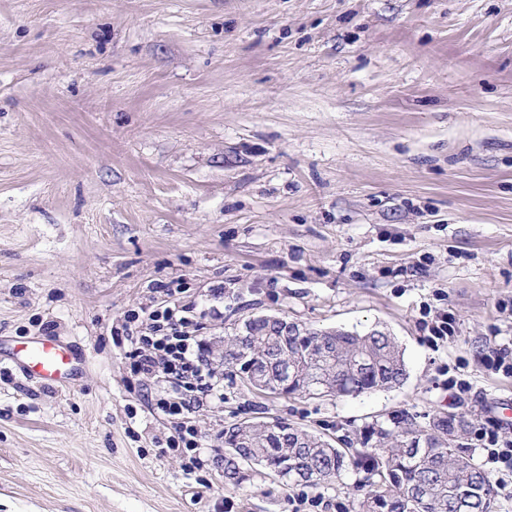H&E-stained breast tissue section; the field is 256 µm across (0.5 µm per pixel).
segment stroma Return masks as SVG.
Listing matches in <instances>:
<instances>
[{"mask_svg": "<svg viewBox=\"0 0 512 512\" xmlns=\"http://www.w3.org/2000/svg\"><path fill=\"white\" fill-rule=\"evenodd\" d=\"M190 304L215 352L252 317L395 336L408 378L271 395L219 370L186 470L131 371L128 314ZM454 318L430 344L424 310ZM85 361L61 389L15 347ZM512 0H0V512H292L217 440L282 420L335 441L407 412L512 439ZM367 472L317 488L358 512ZM18 366L29 378L44 385H64L77 371L81 355L57 336H41L28 341Z\"/></svg>", "mask_w": 512, "mask_h": 512, "instance_id": "1", "label": "stroma"}]
</instances>
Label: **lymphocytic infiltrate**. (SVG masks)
<instances>
[{"mask_svg":"<svg viewBox=\"0 0 512 512\" xmlns=\"http://www.w3.org/2000/svg\"><path fill=\"white\" fill-rule=\"evenodd\" d=\"M192 311V306L168 303L143 313L142 329L133 338L129 357L136 373L162 385L164 396L152 409L178 420V441L193 453L200 443L189 417L217 399L218 383L203 340L187 331L193 322Z\"/></svg>","mask_w":512,"mask_h":512,"instance_id":"obj_1","label":"lymphocytic infiltrate"}]
</instances>
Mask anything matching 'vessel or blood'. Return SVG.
<instances>
[{
  "mask_svg": "<svg viewBox=\"0 0 512 512\" xmlns=\"http://www.w3.org/2000/svg\"><path fill=\"white\" fill-rule=\"evenodd\" d=\"M81 356L58 337L46 335L28 341L18 366L29 378L44 385H64L77 371Z\"/></svg>",
  "mask_w": 512,
  "mask_h": 512,
  "instance_id": "obj_1",
  "label": "vessel or blood"
}]
</instances>
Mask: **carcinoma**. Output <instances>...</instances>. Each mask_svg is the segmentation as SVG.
<instances>
[{"label":"carcinoma","mask_w":512,"mask_h":512,"mask_svg":"<svg viewBox=\"0 0 512 512\" xmlns=\"http://www.w3.org/2000/svg\"><path fill=\"white\" fill-rule=\"evenodd\" d=\"M288 358V374L268 366L264 356ZM224 365L249 375L266 372L274 395L307 396L326 390L335 397H357L401 385L407 376L403 351L382 329L364 334L343 329L300 328L297 335L250 318L241 331L224 337ZM467 427L462 416L438 414L426 425L406 412L366 426L360 447L335 448L323 437L286 422L267 429L237 422L224 428V481L240 485L248 468L262 466L285 483L314 487L341 479L362 466L369 477L359 512H497L493 478L454 449ZM248 432L255 447L240 446Z\"/></svg>","instance_id":"1"}]
</instances>
